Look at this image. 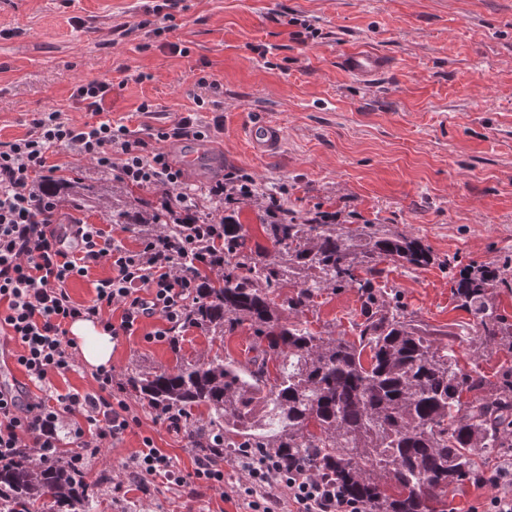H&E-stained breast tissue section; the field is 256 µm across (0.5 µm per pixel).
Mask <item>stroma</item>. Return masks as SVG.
Instances as JSON below:
<instances>
[{
  "instance_id": "stroma-1",
  "label": "stroma",
  "mask_w": 512,
  "mask_h": 512,
  "mask_svg": "<svg viewBox=\"0 0 512 512\" xmlns=\"http://www.w3.org/2000/svg\"><path fill=\"white\" fill-rule=\"evenodd\" d=\"M150 4L0 0V140L22 137L38 111L89 121L72 95L83 81L102 80L112 85L105 117L137 135L187 114L202 127L203 139L170 148L179 163L195 155V187L240 170L259 189L285 186V206L299 213L387 224L465 266L512 258V0H183L172 30L118 38L116 27L144 20ZM293 17L316 37L293 39ZM358 43L392 60L369 87L338 67ZM201 77L217 92L198 88ZM197 93L216 98L219 110L197 107ZM144 103L151 111H141ZM259 116L283 127L277 154L253 152L245 137ZM388 280L422 325L458 335L461 366L475 363L491 376L512 359L498 348L471 357V319L438 266L394 268ZM358 307L354 291L326 292L306 318L312 329L330 324L349 337ZM166 326L155 317L114 343L112 394L137 421L84 460L88 483L112 472L96 512H250L234 493L247 474L230 455L220 489L128 478L147 436L175 469L194 468L184 433L169 431L126 384L133 368L171 369L206 356L208 340L195 328H182L174 343L156 340Z\"/></svg>"
}]
</instances>
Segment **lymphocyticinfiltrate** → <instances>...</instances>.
Listing matches in <instances>:
<instances>
[{"label": "lymphocytic infiltrate", "instance_id": "lymphocytic-infiltrate-1", "mask_svg": "<svg viewBox=\"0 0 512 512\" xmlns=\"http://www.w3.org/2000/svg\"><path fill=\"white\" fill-rule=\"evenodd\" d=\"M111 83L93 80L79 85L73 97L89 122L77 125L51 110L34 115L27 133L0 140V335L14 343L12 356L28 379L40 387L32 394L0 385V461L24 454L40 463L57 461L70 432L72 464L85 455H99L107 442L118 439L133 417L129 405L112 398V372L97 368L92 390L60 395L49 389L51 375L75 365L74 343L68 325L78 319L101 323L112 336H130L147 319L159 316L168 323L158 338L174 335L185 326L197 299L198 282L181 262L182 250L203 247L208 225L191 224L182 245L142 238L130 249L98 225L85 223L52 198L40 196V180L53 176L48 159L66 148L96 168L115 173L129 186L163 189L173 214L193 210L203 197H233L240 201L257 194L255 179L232 171L203 192H189L183 169L166 150L167 143L201 138L186 116L154 128L140 137L123 125L103 119V104ZM109 263L111 276L98 280L92 300L71 299L67 285L86 276L90 267ZM122 310L119 322L106 318V308ZM134 479L157 477L177 486L192 481L223 487L224 469L216 458L196 455L192 475L173 469L170 459L144 438L132 456ZM248 475L238 490L252 512H273L279 492H287L298 512H361L348 499L311 471L285 472L271 457L247 460Z\"/></svg>", "mask_w": 512, "mask_h": 512}]
</instances>
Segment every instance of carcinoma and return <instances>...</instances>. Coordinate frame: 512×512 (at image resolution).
Listing matches in <instances>:
<instances>
[{
  "instance_id": "carcinoma-1",
  "label": "carcinoma",
  "mask_w": 512,
  "mask_h": 512,
  "mask_svg": "<svg viewBox=\"0 0 512 512\" xmlns=\"http://www.w3.org/2000/svg\"><path fill=\"white\" fill-rule=\"evenodd\" d=\"M40 192L68 205L91 203L110 223L140 226L169 244L185 225L220 218L207 256L183 257L199 283L187 326L210 338L208 354L126 378L150 408L184 414L188 443L198 452H210L203 442L216 438L231 455L257 450L285 469L304 467L363 512H445L448 489L475 479L482 455L512 448V364L494 382L476 364L464 370L452 333L423 327L382 286L389 266L416 270L435 262L420 239L387 224L352 230L334 213L274 207L276 190L257 214L266 246L252 240L240 203L230 200L178 219L164 199L136 196L110 178H55ZM439 268L457 307L472 317L474 355L490 347L512 351V322L495 294L509 284L512 265L462 268L452 256ZM287 286L294 292L277 299ZM342 288L360 302L352 341L300 319L323 292ZM244 325L257 355L242 363L224 354V337ZM201 406L205 419L192 416ZM96 496L82 468L67 461L38 465L22 454L0 464V512H94Z\"/></svg>"
}]
</instances>
